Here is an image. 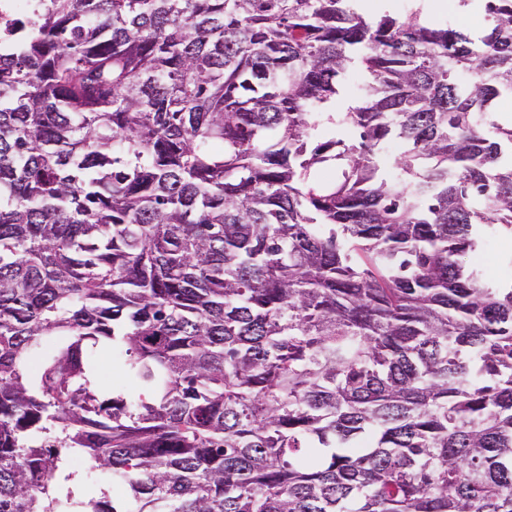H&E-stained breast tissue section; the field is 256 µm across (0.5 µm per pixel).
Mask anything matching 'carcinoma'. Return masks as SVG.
I'll return each instance as SVG.
<instances>
[{"instance_id": "cac0c4a2", "label": "carcinoma", "mask_w": 512, "mask_h": 512, "mask_svg": "<svg viewBox=\"0 0 512 512\" xmlns=\"http://www.w3.org/2000/svg\"><path fill=\"white\" fill-rule=\"evenodd\" d=\"M29 2L0 41V512H512V284L466 261L512 233V0L476 34ZM100 385L106 390L123 393L131 399H135L137 396L136 387L128 381L123 371L114 364L109 367L108 377H104Z\"/></svg>"}]
</instances>
